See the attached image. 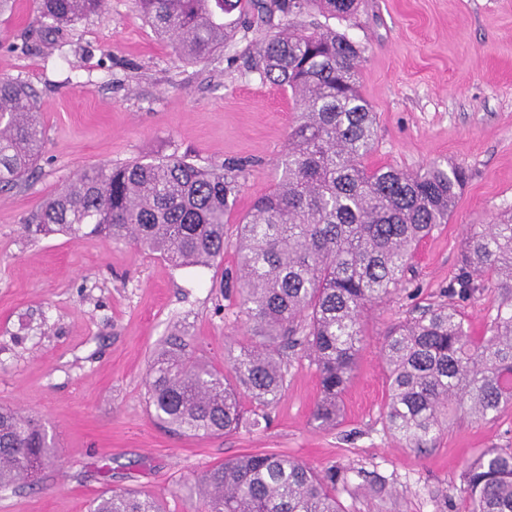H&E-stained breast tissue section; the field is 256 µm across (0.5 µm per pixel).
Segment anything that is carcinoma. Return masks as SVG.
<instances>
[{
	"mask_svg": "<svg viewBox=\"0 0 512 512\" xmlns=\"http://www.w3.org/2000/svg\"><path fill=\"white\" fill-rule=\"evenodd\" d=\"M142 17L169 39L182 60L205 61L232 34L224 13L308 16L266 35L255 69L291 91L300 112L288 131L279 178L237 224L238 304L249 344L229 373L186 350L183 336L154 354L147 403L162 424L183 435L238 429L250 398L252 425L267 419L287 382L284 354L297 348L313 359L320 394L312 418L334 428L341 396L362 348L365 311L400 288L417 245L448 223L467 179L460 166L432 163L407 172L371 168L375 113L358 91L360 45L314 19L346 21L360 0H136ZM104 0H35L44 36L68 31L102 10ZM34 94L0 78V191L29 179L44 133ZM244 177L240 164L200 167L184 156L104 164L81 171L42 202L24 228L35 235L84 230L104 240L131 239L175 268L211 266L224 258V224ZM492 286L498 313L487 335L468 333L447 304L423 309L391 328L382 347L388 397L385 423L409 448L435 440L453 412L476 419L512 408V218L478 224L469 236L465 270L452 285L467 299ZM57 451L45 429L0 407V489L52 466ZM347 475L318 471L274 453H248L203 471L196 487L201 512H340L336 486ZM470 512H512V452L490 448L464 473ZM91 512H163L134 490L104 492Z\"/></svg>",
	"mask_w": 512,
	"mask_h": 512,
	"instance_id": "1",
	"label": "carcinoma"
}]
</instances>
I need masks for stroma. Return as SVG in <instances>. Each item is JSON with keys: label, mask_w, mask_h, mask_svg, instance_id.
<instances>
[{"label": "stroma", "mask_w": 512, "mask_h": 512, "mask_svg": "<svg viewBox=\"0 0 512 512\" xmlns=\"http://www.w3.org/2000/svg\"><path fill=\"white\" fill-rule=\"evenodd\" d=\"M224 50L187 63L160 40L134 0L103 10L46 42L34 12L0 14V77L36 92L44 130L33 178L0 193V407L40 418L59 465L0 490V512H88L92 498L129 488L166 512H198L195 479L249 452L336 467L343 512H467L463 472L482 450L512 451V410L478 421L453 417L428 449L387 430L381 346L391 326L448 303L474 224L512 213V0H362L338 23L363 49L359 91L376 114L367 163L412 172L459 165L468 180L447 224L417 248L402 288L365 313V341L341 398L336 428H317L315 365L289 353L287 386L269 419L226 435L169 432L146 403L149 363L174 332L225 369L247 320L221 286V264L176 269L133 241L28 235L25 220L84 169L186 156L200 166H250L235 219L276 181L297 118L287 92L252 67L265 29L224 16ZM497 289L458 301L472 336L496 315Z\"/></svg>", "instance_id": "obj_1"}]
</instances>
